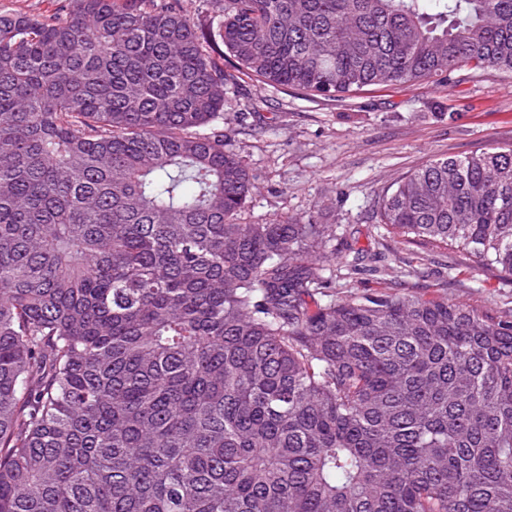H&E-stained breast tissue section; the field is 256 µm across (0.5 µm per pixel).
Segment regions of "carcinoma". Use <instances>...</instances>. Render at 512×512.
<instances>
[{
	"label": "carcinoma",
	"instance_id": "cac0c4a2",
	"mask_svg": "<svg viewBox=\"0 0 512 512\" xmlns=\"http://www.w3.org/2000/svg\"><path fill=\"white\" fill-rule=\"evenodd\" d=\"M196 2L0 12V512H512V310L322 300L339 225L240 222L206 131L242 75L512 74V0ZM378 205L512 277V148Z\"/></svg>",
	"mask_w": 512,
	"mask_h": 512
}]
</instances>
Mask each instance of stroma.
<instances>
[{
	"instance_id": "35a3bbf8",
	"label": "stroma",
	"mask_w": 512,
	"mask_h": 512,
	"mask_svg": "<svg viewBox=\"0 0 512 512\" xmlns=\"http://www.w3.org/2000/svg\"><path fill=\"white\" fill-rule=\"evenodd\" d=\"M223 128L255 176L243 221L336 224L333 266L363 254L364 272L337 279V297L402 287L512 309V278L453 249L401 243L375 217L379 196L429 160L512 146V77L460 72L336 98L245 77L225 96Z\"/></svg>"
}]
</instances>
